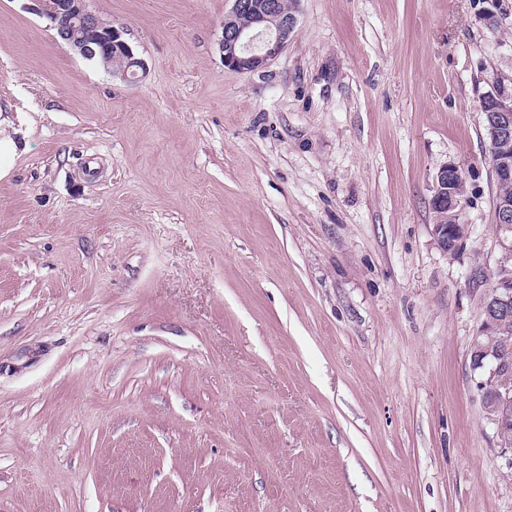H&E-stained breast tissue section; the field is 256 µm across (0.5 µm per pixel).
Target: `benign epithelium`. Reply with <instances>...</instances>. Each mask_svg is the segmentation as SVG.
<instances>
[{
	"label": "benign epithelium",
	"instance_id": "benign-epithelium-1",
	"mask_svg": "<svg viewBox=\"0 0 512 512\" xmlns=\"http://www.w3.org/2000/svg\"><path fill=\"white\" fill-rule=\"evenodd\" d=\"M40 10L51 20L65 43L86 59L100 58L107 63L112 54L122 63L112 72L124 77H136L144 69L133 48L125 40L124 28L104 21L87 6V0H34ZM291 2L283 13L278 0H264L263 9L255 16V27L245 28L236 24L235 18L250 8L247 0H233L231 11L224 17L219 49L224 67L236 71H254L269 65L288 46L297 18V4ZM75 29L84 31V37H74ZM481 109L485 115V129L489 139L492 171L499 185L512 181V82L496 81L493 93L484 97ZM464 179L454 164L442 167L437 174V185L431 199L432 210L441 221L434 224V233L440 246L450 254L463 248L470 237L467 225L460 222ZM496 227L512 231V195L497 193L493 205ZM495 303L483 305V320L473 339L472 363L474 368L487 367L489 377L480 382L483 404L487 417L496 427L497 434L507 428L508 419L501 413L502 405L512 399V389L489 390L499 369L497 356L488 347L479 344V337L491 332L512 319V270H501L493 286Z\"/></svg>",
	"mask_w": 512,
	"mask_h": 512
}]
</instances>
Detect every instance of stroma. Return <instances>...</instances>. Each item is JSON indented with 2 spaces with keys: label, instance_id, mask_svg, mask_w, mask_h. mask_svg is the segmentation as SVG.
I'll list each match as a JSON object with an SVG mask.
<instances>
[{
  "label": "stroma",
  "instance_id": "35a3bbf8",
  "mask_svg": "<svg viewBox=\"0 0 512 512\" xmlns=\"http://www.w3.org/2000/svg\"><path fill=\"white\" fill-rule=\"evenodd\" d=\"M88 5L139 81L0 0V512H512L470 360L512 0H299L253 72L231 0ZM436 181L431 207L441 221L433 224L434 233L440 246L448 253L455 254L470 237L467 225L460 222L464 179L456 165L448 164L439 170Z\"/></svg>",
  "mask_w": 512,
  "mask_h": 512
}]
</instances>
